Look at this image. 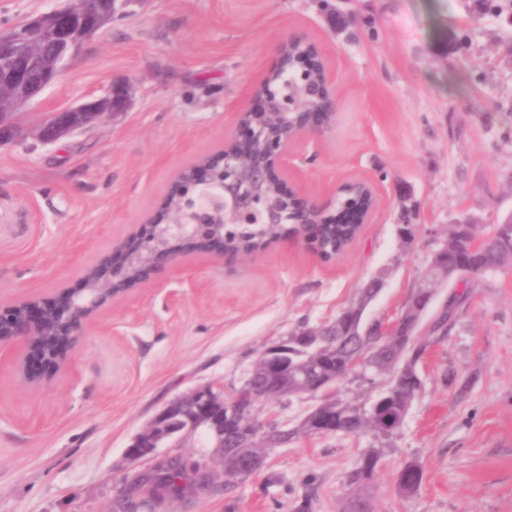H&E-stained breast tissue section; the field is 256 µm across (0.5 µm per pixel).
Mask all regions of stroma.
Returning a JSON list of instances; mask_svg holds the SVG:
<instances>
[{
	"label": "stroma",
	"instance_id": "obj_1",
	"mask_svg": "<svg viewBox=\"0 0 512 512\" xmlns=\"http://www.w3.org/2000/svg\"><path fill=\"white\" fill-rule=\"evenodd\" d=\"M321 48L335 131L300 144L287 173L328 195L371 180L380 205L335 265L274 245L225 265L189 256L173 279L115 298L87 324L73 373L30 388L0 366V512H111L135 469L125 450L172 398L238 385L257 353L348 307L373 277L371 316L400 315L433 241L467 218L512 213V14L477 0H138L69 61L0 145V303L81 285L85 267L157 212L178 170L217 150L288 36ZM128 82L132 105L51 145L32 127ZM412 223L406 242L398 227ZM423 385L384 446L371 434L303 437L264 468L163 512H342L346 476L380 453L374 512H512V267L471 280ZM424 471L399 492L407 462ZM423 480V470L415 462H407L399 471L397 485L404 494H411L418 490Z\"/></svg>",
	"mask_w": 512,
	"mask_h": 512
}]
</instances>
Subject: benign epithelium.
Returning a JSON list of instances; mask_svg holds the SVG:
<instances>
[{"label": "benign epithelium", "instance_id": "benign-epithelium-1", "mask_svg": "<svg viewBox=\"0 0 512 512\" xmlns=\"http://www.w3.org/2000/svg\"><path fill=\"white\" fill-rule=\"evenodd\" d=\"M132 0H61L50 10L18 25L0 29V143L14 133V116L35 101L62 72L84 43L94 39L112 18ZM319 71V87L310 105L301 109L290 87ZM131 105L129 90L111 84L93 99L49 112L37 124L34 136L53 144L77 132L91 129L103 115L114 117ZM336 83L320 48L303 34L283 42L276 65L252 90L250 103L235 115L224 145L181 168L176 184L181 205L174 210L161 202L165 217H149L137 229L113 244L99 261L82 273V288L60 289L53 301L38 297L0 307V363H8L29 384L37 385L50 372H73L70 351L79 344L89 319L112 298L126 292L114 285L127 282L135 269L145 281H160L191 255L207 256L227 264L238 257L224 253V228L219 218L233 215L241 226L257 224H368L378 206L374 185L362 178L340 182L327 199L308 195L288 184L285 165L289 152L300 142L318 141L336 127ZM265 183L272 194L260 193L255 184ZM432 273L421 279L422 303L414 322L420 323L433 308L439 287L468 275L467 267L448 264V246L433 252ZM398 333L408 323L397 316L377 322L361 307L344 318L351 336L360 328ZM258 362L273 373L288 371V339L264 348ZM336 386L319 383L314 393L321 402L308 418L320 435L336 433ZM257 390L253 376H246L231 390L222 382L199 385L169 401L125 449L133 464L145 458L157 464L175 458L158 455L157 449L179 446L202 433L219 461L236 449L224 444V421H231ZM279 442L266 427L251 429L242 438L244 448H276Z\"/></svg>", "mask_w": 512, "mask_h": 512}]
</instances>
